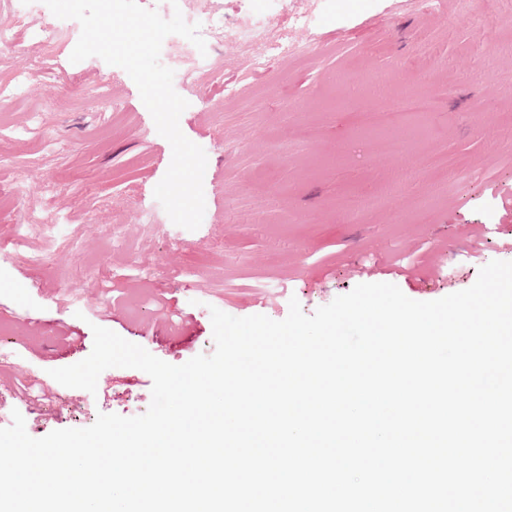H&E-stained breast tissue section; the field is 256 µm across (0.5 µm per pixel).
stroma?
Segmentation results:
<instances>
[{
    "label": "stroma",
    "instance_id": "obj_1",
    "mask_svg": "<svg viewBox=\"0 0 512 512\" xmlns=\"http://www.w3.org/2000/svg\"><path fill=\"white\" fill-rule=\"evenodd\" d=\"M291 6L312 30L284 14L268 30L306 57L257 73L259 47L228 43L215 75L174 85L189 103L180 129L207 155L205 214L190 231L162 218L154 189L172 149L127 72L71 62L77 21L47 46L30 37L42 17L19 20L0 0V27L20 46L0 54V87L34 73L27 94L0 104V186L15 196L0 209V428L17 411L41 438L148 409L152 381L138 369H106L76 402L51 377L90 354L96 325L180 365L213 353L214 307L279 321L290 298L310 315L379 282L431 301L512 261L501 247L512 240V12L496 0ZM405 94L438 109L370 122ZM49 213L59 227H42ZM469 230L476 261L464 256Z\"/></svg>",
    "mask_w": 512,
    "mask_h": 512
}]
</instances>
